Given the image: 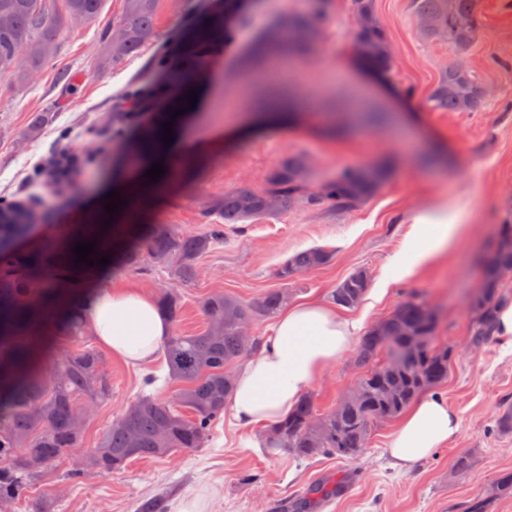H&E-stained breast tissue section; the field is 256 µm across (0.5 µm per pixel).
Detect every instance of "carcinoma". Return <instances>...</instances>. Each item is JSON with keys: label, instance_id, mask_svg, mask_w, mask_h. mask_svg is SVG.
I'll use <instances>...</instances> for the list:
<instances>
[{"label": "carcinoma", "instance_id": "1", "mask_svg": "<svg viewBox=\"0 0 512 512\" xmlns=\"http://www.w3.org/2000/svg\"><path fill=\"white\" fill-rule=\"evenodd\" d=\"M103 0H62L63 11L50 13L45 0H0V77L26 84L52 61L59 35L73 21L99 16ZM119 21L106 28L96 47L97 66L105 71L135 56L154 36L156 0H125ZM248 0H224V11L194 24L185 68L197 73L214 51L215 36L227 34L247 18ZM415 14L428 24L425 35L448 44L455 60L441 71L428 105L434 112H475L482 104L479 83L467 56L481 26L478 0H412ZM354 16L363 24L352 35L361 60L373 71L389 75L394 69L374 0H355ZM301 50L309 39L301 29L284 30L277 44ZM53 112H36L25 136L36 138L52 123ZM138 112H114L107 127L119 134L135 123ZM308 168L291 157L258 192L247 185L224 192L203 212L207 230L183 234L170 224H122L112 239L97 247L108 266L136 268L147 258L167 268L175 283L159 297L161 311L175 320L181 307L177 288L200 273L198 259L224 242V225L268 217L285 206L329 203L349 209L373 196L387 177L382 167L347 169L321 183L318 193L306 192ZM32 206L0 199V500L12 498L34 480L37 468L29 452L52 465L65 452L81 447L77 411L110 399L112 384L103 371L102 355L82 346L87 326L82 317L85 293L100 271L95 265L74 264L76 227L59 225L51 239L31 248L13 241L35 221ZM333 259L332 251L313 247L290 257L279 269L284 283ZM512 274V216L501 224L496 243L482 265L479 293L470 298L472 343L494 334L493 311L508 295L502 291ZM371 282L369 270L357 267L331 292L338 307L352 309L362 301ZM288 288H274L248 303L222 292L199 302L205 328L197 334L173 333L165 347L168 378L175 395L141 396L125 407L100 437L96 447L80 452L72 476L106 475L134 458L167 457L201 448L234 389L233 366L258 351L262 339L244 347L241 328L275 317L288 303ZM440 313L426 301L408 298L362 337L355 364L364 369L353 386L358 397L340 401L320 415L314 398L304 395L288 417L269 428L273 446L298 460L318 456L354 459L366 447L376 424L392 420L421 394L448 379L453 352L436 346ZM79 345L77 350L54 347L55 336Z\"/></svg>", "mask_w": 512, "mask_h": 512}]
</instances>
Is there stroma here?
<instances>
[{
    "label": "stroma",
    "mask_w": 512,
    "mask_h": 512,
    "mask_svg": "<svg viewBox=\"0 0 512 512\" xmlns=\"http://www.w3.org/2000/svg\"><path fill=\"white\" fill-rule=\"evenodd\" d=\"M207 0H157L155 37L131 59L101 71L95 46L101 30L119 19L124 0H105L99 17L66 29L57 56L24 86L0 79V195L36 197L37 220L24 245L47 236L57 224H74L88 202L112 185L116 169L135 170L134 149L144 127L166 111L153 103L123 133L101 132L102 119L122 104L136 87L156 82L164 69L179 66V32L193 22ZM310 0H251L250 19L232 39L216 49L208 77H185L184 87L205 92L216 87L212 107L240 112L269 95L250 88L270 58L268 43L289 20L305 17ZM375 12L395 60L387 83H379L353 52L352 0H331L320 36L302 51L281 49L292 70L281 82L312 94L315 111L297 123L258 131L244 142H225L178 162L161 196L140 206L139 219L171 224L182 233L204 227L202 212L212 198L246 184L262 190L269 176L291 156L308 164V189L343 169L385 167L388 176L378 192L348 210L293 204L275 215L245 225L230 224L224 241L200 260L201 274L184 287L173 329L193 334L204 328L198 306L215 291L250 301L281 287L279 267L296 252L316 246L333 250L332 261L303 274L292 302L328 300L330 292L354 268H368L380 281L409 230L403 216L447 195L472 209L475 219L465 236L412 275L389 286L382 298L366 292L361 303L346 310L348 318L370 328L402 301L416 296L442 313L439 334L454 350L448 379L435 394L459 415L456 436L426 460L400 469L386 452L395 421L378 425L363 454L350 461L316 457L298 461L282 450L267 451L264 429L238 430L220 420L204 447L184 449L167 458L130 462L110 474L71 476L72 452H65L16 499L0 504V512H36L45 498L56 512H138L141 504L158 502L173 512L183 499L202 495L205 512H272L274 502L304 496L319 482L348 483L337 496L317 503L314 512H463L473 498L485 497L488 512H512V495L494 496L497 479L512 472V434L495 429L501 406L512 404V348L498 338L481 346L471 343L472 317L467 294L481 283V259L497 237L499 224L512 204V7L505 0H479L482 27L468 63L492 94L475 112H434L427 99L450 60L444 42L423 36L412 0H375ZM55 108L57 115L35 140L22 134L32 113ZM98 144L68 185L44 175L31 186L34 169L51 153L77 152L87 140ZM170 283L166 269L146 275L137 270L110 271L104 288H139L160 295ZM354 353H346L311 386L318 412L331 411L360 376ZM112 397L98 406L84 425L83 445L94 447L120 411L142 390L168 397L167 384L144 386L146 374L167 376L165 362L143 371L103 356ZM470 467L454 469L458 457Z\"/></svg>",
    "instance_id": "1"
}]
</instances>
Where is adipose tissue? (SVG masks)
Instances as JSON below:
<instances>
[{"mask_svg": "<svg viewBox=\"0 0 512 512\" xmlns=\"http://www.w3.org/2000/svg\"><path fill=\"white\" fill-rule=\"evenodd\" d=\"M171 153L191 158L224 138V127L209 122L205 107L181 114L173 123ZM410 230L393 260L395 279L412 274L464 234L472 213L447 197L412 210ZM84 307L89 328L114 358L133 367L151 364L172 334L156 299L136 289L94 288ZM359 322L321 300L289 305L279 314L272 336L235 372L228 410L237 427H269L286 418L298 400L338 357L350 350ZM460 429L458 415L441 398L423 395L402 416L387 452L404 467L444 447Z\"/></svg>", "mask_w": 512, "mask_h": 512, "instance_id": "1", "label": "adipose tissue"}]
</instances>
